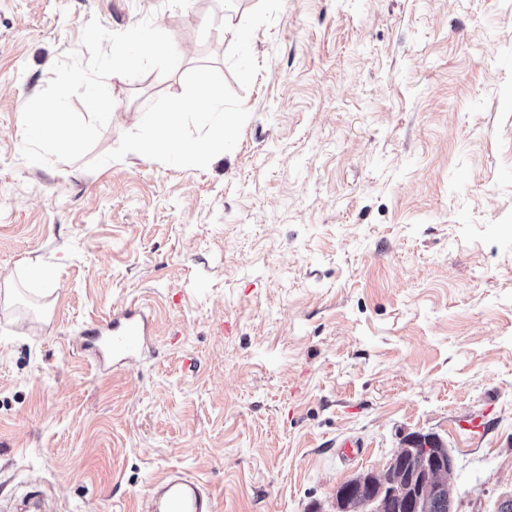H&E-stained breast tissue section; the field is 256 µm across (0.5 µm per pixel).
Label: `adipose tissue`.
Wrapping results in <instances>:
<instances>
[{
    "instance_id": "adipose-tissue-1",
    "label": "adipose tissue",
    "mask_w": 512,
    "mask_h": 512,
    "mask_svg": "<svg viewBox=\"0 0 512 512\" xmlns=\"http://www.w3.org/2000/svg\"><path fill=\"white\" fill-rule=\"evenodd\" d=\"M202 91L191 100H180L171 105L168 111L147 115L146 123L151 129V138L137 141L131 146L132 151L146 154L153 147H161L167 155L180 158L198 159L219 148L224 142L223 128H216L211 139L206 141H187L175 135L174 129L184 113L192 112L202 122H209L212 114L223 111L224 102L220 92L214 88L209 79H201Z\"/></svg>"
}]
</instances>
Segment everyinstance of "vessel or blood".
I'll use <instances>...</instances> for the list:
<instances>
[{"label": "vessel or blood", "instance_id": "1", "mask_svg": "<svg viewBox=\"0 0 512 512\" xmlns=\"http://www.w3.org/2000/svg\"><path fill=\"white\" fill-rule=\"evenodd\" d=\"M147 329L148 317L142 308H128L114 314L109 341L113 356L121 357L135 351ZM136 512H217V503L196 478L171 472L153 481Z\"/></svg>", "mask_w": 512, "mask_h": 512}]
</instances>
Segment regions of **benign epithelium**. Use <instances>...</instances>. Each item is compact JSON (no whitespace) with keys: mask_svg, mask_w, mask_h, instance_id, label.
Listing matches in <instances>:
<instances>
[{"mask_svg":"<svg viewBox=\"0 0 512 512\" xmlns=\"http://www.w3.org/2000/svg\"><path fill=\"white\" fill-rule=\"evenodd\" d=\"M455 468L440 437L412 434L382 471L359 473L336 486L335 512H390L395 504L406 512H430L432 502L441 498L451 505Z\"/></svg>","mask_w":512,"mask_h":512,"instance_id":"1","label":"benign epithelium"}]
</instances>
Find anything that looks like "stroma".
<instances>
[{
	"label": "stroma",
	"instance_id": "35a3bbf8",
	"mask_svg": "<svg viewBox=\"0 0 512 512\" xmlns=\"http://www.w3.org/2000/svg\"><path fill=\"white\" fill-rule=\"evenodd\" d=\"M169 76L106 86L83 160H22V110L90 19L144 18ZM245 110L200 160L137 155L200 76ZM48 271L52 291L27 268ZM0 501L332 512L415 432L457 512L512 493V0H0ZM136 304L120 364L86 332ZM360 440L354 456L344 439ZM137 512H217V503L206 486L183 473L169 472L154 480Z\"/></svg>",
	"mask_w": 512,
	"mask_h": 512
}]
</instances>
